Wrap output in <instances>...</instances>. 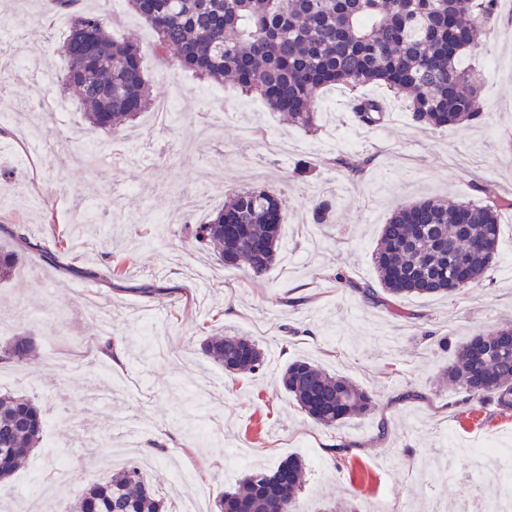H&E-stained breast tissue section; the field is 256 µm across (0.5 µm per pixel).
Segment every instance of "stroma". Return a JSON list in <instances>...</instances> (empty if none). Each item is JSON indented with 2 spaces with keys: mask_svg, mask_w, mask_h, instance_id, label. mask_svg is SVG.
<instances>
[{
  "mask_svg": "<svg viewBox=\"0 0 512 512\" xmlns=\"http://www.w3.org/2000/svg\"><path fill=\"white\" fill-rule=\"evenodd\" d=\"M88 7L116 13L114 39L142 47L155 96H177L182 107L164 127L148 111L112 135L91 130L75 96L58 90L69 17L55 16L46 29L30 0H0L30 58L27 68L0 72V92L51 103L34 117L49 143L45 156L18 142L14 116L0 120V246L15 247L9 231L17 224L48 240L54 227L98 214L93 246L75 242L55 265L24 250L14 278L0 284V347L24 330L38 350L31 369L0 364V393L26 392L46 420L39 448L0 491V512H23L25 497L41 488L53 512H68L88 484L141 459L170 512L191 493L211 512L249 467L271 469L289 456L305 463L300 497L316 510L353 501L361 512H457L464 479L512 481V458L484 467L473 451L486 441L512 448V414L471 410L466 392L440 373L471 336L512 322V209L501 213L494 261L465 297L375 306L325 276L339 267L375 280L372 253L399 206L473 200L486 180L512 198V8L501 5L497 27L461 57L480 75L486 123L427 129L389 91L368 85L364 94L388 104L379 127H358L346 89L328 88L319 98L322 129L312 134L287 114L259 111V99L236 85L202 83L175 60L155 58L152 31L127 0ZM334 131L372 155L364 177L325 165L323 144ZM103 142L109 160L79 161ZM305 161L313 172L295 176ZM259 185L283 196L288 254L254 276L216 264L185 226L206 222L227 189ZM316 188L337 200L335 223H312ZM146 210L163 223H142ZM132 247L134 267L111 277V256ZM146 283L154 293L142 292ZM400 307L415 319L399 317ZM222 330L259 343L261 374H225L201 353L203 332ZM109 339L119 361L100 356ZM297 357L372 391L373 410L334 429L313 423L280 388L283 365ZM408 390L417 399H404ZM341 441L354 448L342 468L331 454Z\"/></svg>",
  "mask_w": 512,
  "mask_h": 512,
  "instance_id": "35a3bbf8",
  "label": "stroma"
}]
</instances>
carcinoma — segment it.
<instances>
[{
  "mask_svg": "<svg viewBox=\"0 0 512 512\" xmlns=\"http://www.w3.org/2000/svg\"><path fill=\"white\" fill-rule=\"evenodd\" d=\"M47 12L71 13L69 34L58 48L60 71L78 93L83 119L107 133L132 127L154 101L139 46L112 38V17L74 10L75 0H47ZM156 34L153 52L174 57L182 69L207 83L233 79L245 96H257L295 124L318 130L317 105L324 88L380 84L408 103L419 124L452 131L484 123L488 112L481 85L459 65L477 33L495 27L499 0H128ZM354 120L377 127L386 118L383 104L357 97ZM326 163L351 179L372 159L359 152L333 154ZM482 199L449 205L424 200L398 209L383 226L374 251L378 285L362 282L338 268L327 274L373 305L407 296L459 294L475 287L495 258L501 198L495 185L478 187ZM281 194L265 186L231 190L224 206L205 224L190 230L198 243L216 252L228 268L245 264L255 276L266 273L281 249ZM336 206L321 199L312 223L328 224ZM234 224L230 231L227 225ZM79 226L66 224L47 242H32L26 227L13 236L54 263L69 249ZM21 255L0 249V281L15 275ZM466 265L459 271L455 260ZM202 353L228 374H257L265 356L247 336L207 335ZM35 343L16 334L0 348V362L27 366ZM448 383L468 400L491 404L500 415L512 412V324L481 331L462 344L443 368ZM281 385L315 424L334 428L374 407L372 395L347 378L295 359L287 363ZM43 437L40 407L22 393L0 394V483L25 467ZM304 464L287 457L276 469L252 468L238 487L215 502L216 512H302L299 492ZM71 512H167L164 498L148 484L142 469L129 465L109 479L87 486Z\"/></svg>",
  "mask_w": 512,
  "mask_h": 512,
  "instance_id": "obj_1",
  "label": "carcinoma"
}]
</instances>
